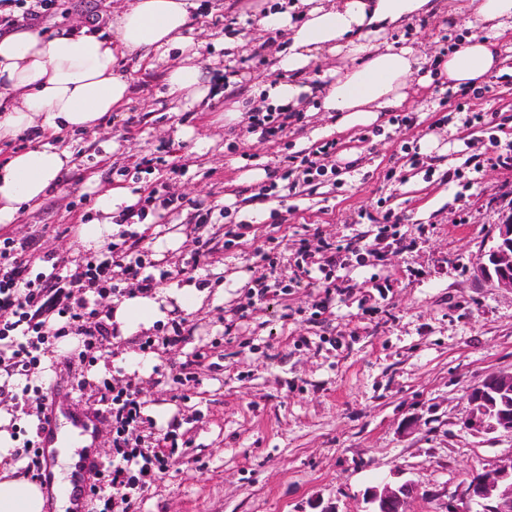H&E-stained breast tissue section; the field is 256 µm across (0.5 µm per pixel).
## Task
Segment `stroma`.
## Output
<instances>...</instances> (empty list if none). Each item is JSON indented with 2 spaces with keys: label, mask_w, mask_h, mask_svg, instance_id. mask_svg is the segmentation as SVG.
Instances as JSON below:
<instances>
[{
  "label": "stroma",
  "mask_w": 512,
  "mask_h": 512,
  "mask_svg": "<svg viewBox=\"0 0 512 512\" xmlns=\"http://www.w3.org/2000/svg\"><path fill=\"white\" fill-rule=\"evenodd\" d=\"M133 0H59L53 32L82 22L84 10L112 19ZM191 36L200 45L197 64L202 99L187 103L170 96L166 73L180 63L178 52L148 68L136 57L120 58L118 71L130 82L131 95L119 110L90 129L65 132L72 164L55 188L34 207L18 211L0 234L27 242L34 257H77L78 234L66 232L72 221L67 203L101 220L99 199L116 186L133 189L119 176L123 166L158 157L162 143H173L186 168L177 179L180 193L228 209L231 222L255 225V241L229 255L200 260L195 278L198 308L188 318L194 336L167 352L146 354L148 371L144 412L158 428L174 413L195 415L194 443L178 464L145 493L141 512H364L369 488L414 482L418 494L407 512H444L449 492L470 474L512 458V437L469 429L468 395L490 374L512 372V290L491 286L477 272L499 224L498 208L487 205L505 176L464 165L470 132L448 115L445 87L411 85V128L393 125L388 114L378 121L341 128V159L365 156L358 170L342 179L326 176L313 195L284 198L295 208L294 227L322 225L336 239L375 234V225L356 222L360 209L378 202L403 216L400 229L415 246L389 254L395 274L390 284L375 267L355 269L353 287L338 296L328 324L306 322L312 304L307 285L292 288L287 302L269 301L246 340L225 335L218 309H231L249 278L257 243L271 223V204L236 202L225 194L231 184L247 183L249 170L278 167L277 148L242 133L240 119L224 102V72L255 92L270 66L250 57L265 30L256 9L285 6L293 0H197ZM388 33L394 45H412L433 58L447 39L472 32L465 20L442 21L449 0H430ZM135 124H128V117ZM368 142H358V135ZM439 158L440 170L459 169L469 191L423 171L386 178L389 160L402 146ZM144 244L154 258L187 261L197 244L190 225H157L148 217ZM294 309L286 318L285 309ZM217 343L202 385L186 399L169 386L150 385L154 368L184 360L195 347Z\"/></svg>",
  "instance_id": "stroma-1"
}]
</instances>
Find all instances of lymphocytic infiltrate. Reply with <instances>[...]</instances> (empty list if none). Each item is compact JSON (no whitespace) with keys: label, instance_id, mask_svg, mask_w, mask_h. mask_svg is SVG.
Listing matches in <instances>:
<instances>
[{"label":"lymphocytic infiltrate","instance_id":"f902f5d3","mask_svg":"<svg viewBox=\"0 0 512 512\" xmlns=\"http://www.w3.org/2000/svg\"><path fill=\"white\" fill-rule=\"evenodd\" d=\"M57 2L0 0V34L46 24L55 14ZM228 97L242 105L244 129L259 141H277L304 127L303 111L266 105L264 100L246 97L240 88L230 91ZM484 97V91L471 90L465 84L450 95L455 112L465 116V126L511 131L512 114L502 108L482 107ZM338 152L332 138L289 152L283 157L281 172L269 174L268 184L240 185L233 193L259 204L269 202L283 189L295 196L313 194L325 175L339 176L360 166L357 158L337 164ZM170 171L171 178L147 185L137 202L119 214L124 229L106 252L87 251L73 261L47 256L36 268L21 258L25 243L10 237L0 239V371L13 379L12 384H0L1 407L27 416L41 412L47 392L30 379L45 358L77 361L90 368L97 364L107 343L118 335L111 310L99 308V299L148 296L158 285L187 276V268L169 258H150L143 245L144 234L137 229L148 215L161 209L195 225L201 232L197 254L204 258L242 246L254 232L253 224L226 223V210L179 193L173 179L179 168L174 165ZM368 220L378 227L374 239L358 233L339 243L317 228L297 240L296 260L287 265L278 233L285 230L288 219L280 217L232 310V319L224 323L225 334L244 335L267 301L287 296L289 285L305 278L312 279L317 290L314 314L323 316L335 304L337 293L349 285L345 269L369 260L381 266L388 253L411 249L412 239L393 230L402 223L401 215L389 209L369 215ZM211 224L221 225V232L207 233ZM69 338L77 341L71 350L63 347ZM79 387L96 396L112 428V458L93 488L94 497L103 504L101 512H140L145 489L163 479L177 463L178 449L189 447L193 436L176 416L168 421L164 433H157L155 422L144 414V385L135 376L121 373L98 385L86 379Z\"/></svg>","mask_w":512,"mask_h":512}]
</instances>
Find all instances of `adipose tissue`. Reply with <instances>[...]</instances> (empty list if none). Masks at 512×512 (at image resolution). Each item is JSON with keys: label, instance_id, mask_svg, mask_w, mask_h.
<instances>
[{"label": "adipose tissue", "instance_id": "adipose-tissue-1", "mask_svg": "<svg viewBox=\"0 0 512 512\" xmlns=\"http://www.w3.org/2000/svg\"><path fill=\"white\" fill-rule=\"evenodd\" d=\"M427 0H297L294 11L263 12L258 25L285 31L287 52L279 53L275 76L262 86L275 106L297 107L316 98L320 109L336 113L340 127L375 121L402 107L410 82H432L425 59L412 46H396L387 28L409 19ZM191 0H134L114 18V37L79 26L55 37L38 29L0 37V139L39 127L48 143L0 165V224L10 223L20 206L38 205L58 182L72 154L63 133L91 128L128 100L130 84L115 72L121 54L163 60L179 50L186 62L169 70L171 95L199 96V46L186 32L193 24ZM453 14H471L476 34L450 53L444 69L449 87L485 80L512 44V0H468ZM301 22H294V15ZM347 59L346 69H330L316 84L301 82L319 55ZM161 315L157 298L124 300L114 319L124 334L149 329ZM39 487L20 476L0 478V512H45Z\"/></svg>", "mask_w": 512, "mask_h": 512}]
</instances>
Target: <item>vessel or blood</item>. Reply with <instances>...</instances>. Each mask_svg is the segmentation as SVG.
Instances as JSON below:
<instances>
[{"instance_id":"1","label":"vessel or blood","mask_w":512,"mask_h":512,"mask_svg":"<svg viewBox=\"0 0 512 512\" xmlns=\"http://www.w3.org/2000/svg\"><path fill=\"white\" fill-rule=\"evenodd\" d=\"M100 420V415L85 413L78 407L68 384H54L44 404L37 430V446L44 461L38 484L46 499H54L58 489L53 463L63 437H70L75 447H82L86 437L94 436ZM103 466L100 452L94 451L84 457L83 472L79 479L73 481L69 491V512H85L89 488L96 472Z\"/></svg>"}]
</instances>
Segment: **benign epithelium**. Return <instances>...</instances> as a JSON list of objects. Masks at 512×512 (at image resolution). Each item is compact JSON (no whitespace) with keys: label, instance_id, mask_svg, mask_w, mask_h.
I'll return each mask as SVG.
<instances>
[{"label":"benign epithelium","instance_id":"obj_1","mask_svg":"<svg viewBox=\"0 0 512 512\" xmlns=\"http://www.w3.org/2000/svg\"><path fill=\"white\" fill-rule=\"evenodd\" d=\"M478 272L496 287L512 288V225H499L493 248L482 257ZM504 374L487 376L471 390L475 413L470 426L486 434H512V401ZM418 488L406 482L397 488L388 485L367 493L365 512H403ZM448 512H512V458L470 476L461 490L448 501Z\"/></svg>","mask_w":512,"mask_h":512}]
</instances>
